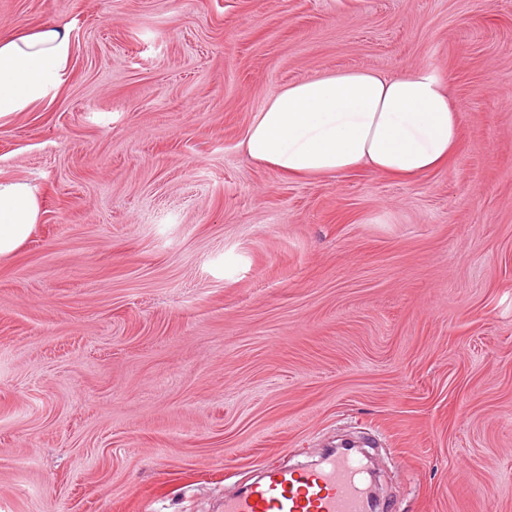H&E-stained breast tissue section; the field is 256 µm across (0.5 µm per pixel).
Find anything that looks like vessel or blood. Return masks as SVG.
Instances as JSON below:
<instances>
[{"label":"vessel or blood","mask_w":512,"mask_h":512,"mask_svg":"<svg viewBox=\"0 0 512 512\" xmlns=\"http://www.w3.org/2000/svg\"><path fill=\"white\" fill-rule=\"evenodd\" d=\"M365 467L334 451L313 468H267L245 492L226 497L224 512H371Z\"/></svg>","instance_id":"1"}]
</instances>
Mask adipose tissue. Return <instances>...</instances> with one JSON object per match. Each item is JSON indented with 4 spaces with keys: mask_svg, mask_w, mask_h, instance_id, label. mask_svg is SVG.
I'll list each match as a JSON object with an SVG mask.
<instances>
[{
    "mask_svg": "<svg viewBox=\"0 0 512 512\" xmlns=\"http://www.w3.org/2000/svg\"><path fill=\"white\" fill-rule=\"evenodd\" d=\"M67 28L0 37V122L45 100L67 79ZM462 109L427 67L322 74L273 91L250 124L245 149L288 176L337 177L366 166L416 177L456 151ZM40 216L28 182H0V256L15 252Z\"/></svg>",
    "mask_w": 512,
    "mask_h": 512,
    "instance_id": "obj_1",
    "label": "adipose tissue"
}]
</instances>
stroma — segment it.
Here are the masks:
<instances>
[{
	"mask_svg": "<svg viewBox=\"0 0 512 512\" xmlns=\"http://www.w3.org/2000/svg\"><path fill=\"white\" fill-rule=\"evenodd\" d=\"M66 83L0 124L38 188L0 257V512H224L364 449L399 512H512V0H0ZM436 70L457 151L288 178L269 94Z\"/></svg>",
	"mask_w": 512,
	"mask_h": 512,
	"instance_id": "obj_1",
	"label": "stroma"
}]
</instances>
